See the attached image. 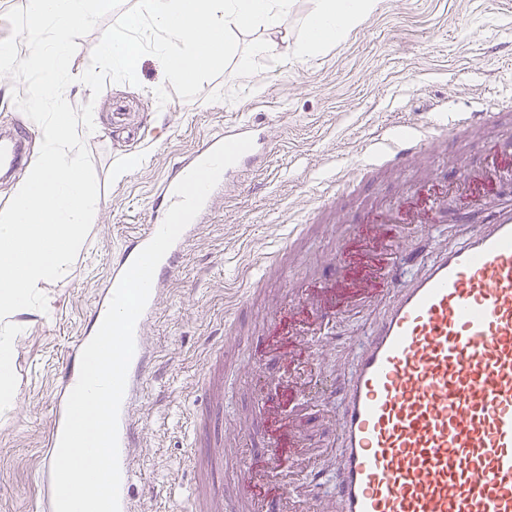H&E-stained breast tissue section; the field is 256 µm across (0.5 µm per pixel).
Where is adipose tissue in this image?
<instances>
[{"mask_svg":"<svg viewBox=\"0 0 512 512\" xmlns=\"http://www.w3.org/2000/svg\"><path fill=\"white\" fill-rule=\"evenodd\" d=\"M293 0H139L131 25L152 20L161 32L155 54L168 77L182 84L194 83L218 58L223 57L229 27L265 25L270 40L259 44L264 54L287 44L302 56L340 41L361 25L380 0H315L303 41L289 43L284 21Z\"/></svg>","mask_w":512,"mask_h":512,"instance_id":"ef3b65f1","label":"adipose tissue"}]
</instances>
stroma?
<instances>
[{
    "label": "stroma",
    "mask_w": 512,
    "mask_h": 512,
    "mask_svg": "<svg viewBox=\"0 0 512 512\" xmlns=\"http://www.w3.org/2000/svg\"><path fill=\"white\" fill-rule=\"evenodd\" d=\"M268 37L261 27L231 30L230 53L189 88L171 81L152 55L141 58L137 84L110 81L96 97L86 85L73 88L74 108L92 104L101 123L100 134L85 146L102 205L69 276L44 288L46 310L24 314L26 328L15 339L19 398L11 413L0 416V512H37L36 475L45 464L52 427L55 372L77 337L93 330L90 312L114 250L128 232L146 227L153 193L178 156L210 133L249 119L266 124L272 150L261 167L238 173L237 186L200 225L147 330L146 348L155 364L136 401L144 432L134 451L139 477L130 491L133 512H203L206 492L224 502L234 498L243 456L266 451L268 420L260 391L276 382L287 383L289 394H303L309 404L302 418L285 425L292 452L311 455L304 481L317 477L332 487L336 422L316 417L311 407L319 401V381L337 384L346 377L354 345L377 313L350 308L328 333L303 337L307 352L332 363L315 370L309 385H302L294 363L278 352L263 351L255 367L247 357L263 350L267 317L290 285L341 277L336 255L352 230L362 229L372 240L385 237L382 225L363 223L366 213L406 203L409 185L433 179L447 186L456 169L484 165L494 144L505 150L502 164L512 167V100L495 97L512 87V60L495 51L512 43V0H381L379 11L345 40L301 58L280 50L253 55V46ZM244 58L250 65L243 71ZM23 89L0 77V128L28 132L35 157L36 124L12 98ZM493 101L503 112L496 125L438 144L404 171L380 169L355 193L339 196L320 216L318 229L289 253L290 277L279 276L273 264H257L258 254L279 248L288 225L313 212L315 190L339 164L364 158L375 137L402 135L408 124L439 122L459 107ZM124 164L128 172L116 175ZM511 198V176L493 183L484 204L450 198L446 213L405 231L398 251L430 259L441 247L460 242V211H467L468 224H482ZM253 282L260 295L240 304L242 289ZM228 310L236 313L235 359L214 396L225 418L241 428L211 429L224 457L205 480L186 453L188 417L204 402L200 375Z\"/></svg>",
    "instance_id": "obj_1"
}]
</instances>
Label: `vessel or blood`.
<instances>
[{
	"label": "vessel or blood",
	"instance_id": "b4317fda",
	"mask_svg": "<svg viewBox=\"0 0 512 512\" xmlns=\"http://www.w3.org/2000/svg\"><path fill=\"white\" fill-rule=\"evenodd\" d=\"M491 108L453 112L435 127L414 128L408 135L377 142L368 159L319 190L318 209L330 207L350 185L374 169H403L439 141L460 140L475 128L493 125ZM264 123L248 120L209 135L194 151L173 164L149 206V223L121 243L112 270L92 309L101 322L126 270L159 230L175 203L176 184L223 141L251 136L254 152L270 145ZM25 159L18 134L0 139V172L12 173ZM498 173L497 164L460 171L450 187L478 203ZM230 181L221 175L202 209L159 263L148 303L138 319L135 352L128 369L119 426L121 471L119 512H131L134 478L132 450L142 430L134 419L152 360L143 336L161 292L178 269L185 244L194 237ZM433 211H446L445 193L429 185L410 189ZM362 265L371 284L355 289V304L369 305L380 293L390 298L370 335L357 348L350 375L336 389V419L341 465L331 493L336 512H512V204L494 210L487 223L469 228L456 246L440 250L411 280L399 282L398 267L387 248L362 242ZM336 307L315 317L295 319L287 308L273 311L267 333L287 344L289 337L323 327L339 317ZM87 336L76 340L58 373L55 416L48 437L47 463L38 475L45 512H53L51 463L59 446L68 396L80 370ZM279 422H272L268 450L252 469L237 501L226 512H304L300 490L255 500L253 489L265 468H284Z\"/></svg>",
	"mask_w": 512,
	"mask_h": 512
}]
</instances>
